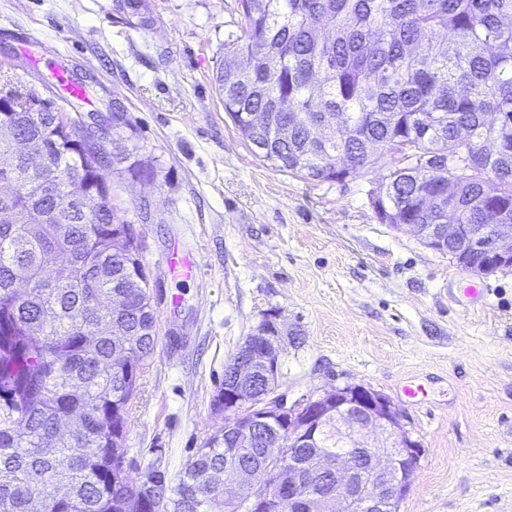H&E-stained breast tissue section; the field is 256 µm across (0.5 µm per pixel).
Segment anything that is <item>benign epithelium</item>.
Returning a JSON list of instances; mask_svg holds the SVG:
<instances>
[{
	"label": "benign epithelium",
	"instance_id": "benign-epithelium-1",
	"mask_svg": "<svg viewBox=\"0 0 512 512\" xmlns=\"http://www.w3.org/2000/svg\"><path fill=\"white\" fill-rule=\"evenodd\" d=\"M432 249L447 253L478 275L512 267V224L414 225ZM288 332L280 314H268L224 366V390L214 401L224 407V510L226 512H326L330 495L361 512H397L420 456L403 429L401 414L386 395L363 385L337 388L291 406L275 395ZM336 437L358 456H322L319 466L297 464V448H312L321 435ZM385 444L375 448L367 434ZM248 443L264 449L265 471L234 459ZM286 459L288 465L279 461Z\"/></svg>",
	"mask_w": 512,
	"mask_h": 512
}]
</instances>
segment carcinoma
<instances>
[{
    "label": "carcinoma",
    "instance_id": "1",
    "mask_svg": "<svg viewBox=\"0 0 512 512\" xmlns=\"http://www.w3.org/2000/svg\"><path fill=\"white\" fill-rule=\"evenodd\" d=\"M216 69L224 111L280 171L336 181L404 151L374 200L385 224L512 223V0H239ZM0 127L43 147L50 183L0 138V512H224V436L151 491L120 467L129 404L157 344L135 236L103 150L32 86L0 80ZM493 115L497 126L487 125ZM495 144L484 149L481 142ZM450 166L432 170L429 154ZM80 174L74 178V174ZM455 190L448 192V184Z\"/></svg>",
    "mask_w": 512,
    "mask_h": 512
}]
</instances>
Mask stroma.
I'll list each match as a JSON object with an SVG mask.
<instances>
[{
    "mask_svg": "<svg viewBox=\"0 0 512 512\" xmlns=\"http://www.w3.org/2000/svg\"><path fill=\"white\" fill-rule=\"evenodd\" d=\"M239 19L238 0H0V66L81 127H106L112 202L148 268L159 339L129 406L127 470L177 479L224 425L212 399L225 363L277 310L286 403L362 384L420 444L399 512H512V267L472 273L379 221L373 196L399 153L342 181L259 157L214 82ZM48 60L84 99L58 89ZM136 161L153 177H131ZM175 251L191 276L169 272ZM411 382L423 397L403 395Z\"/></svg>",
    "mask_w": 512,
    "mask_h": 512,
    "instance_id": "stroma-1",
    "label": "stroma"
}]
</instances>
